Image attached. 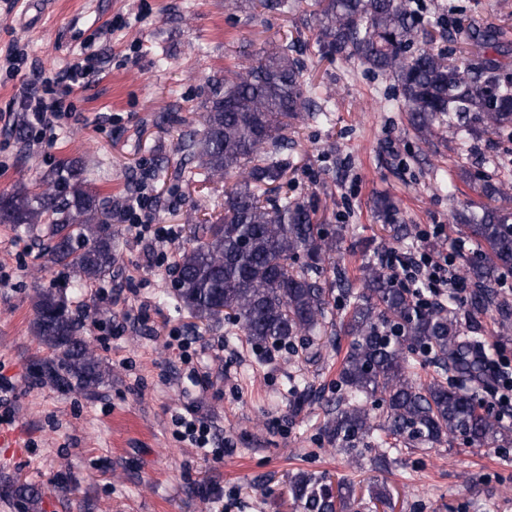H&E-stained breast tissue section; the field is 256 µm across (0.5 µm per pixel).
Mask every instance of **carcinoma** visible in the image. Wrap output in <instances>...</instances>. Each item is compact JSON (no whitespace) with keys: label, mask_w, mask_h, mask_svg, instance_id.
<instances>
[{"label":"carcinoma","mask_w":512,"mask_h":512,"mask_svg":"<svg viewBox=\"0 0 512 512\" xmlns=\"http://www.w3.org/2000/svg\"><path fill=\"white\" fill-rule=\"evenodd\" d=\"M315 6L322 57L354 58L394 79L416 131H429L451 113L460 121L475 118L486 133L512 127V80L500 79L502 64L490 56L445 60L412 0H315ZM456 34L497 48L491 30L459 27ZM300 55L288 44L274 46L224 75L205 100L202 128L180 145L178 176L184 180H241L224 190V212L192 225L190 243L178 252L174 298L193 317L228 320L263 347L320 329L338 288L350 342L338 372L340 395L324 426L329 443L351 455L368 440L383 463L399 443L432 446L459 433L472 448H511L512 428L478 398V390L492 386L486 339L466 334L456 309L439 303L421 308L382 263H365L357 291L320 280L344 227L328 231L313 207L275 194L288 171V128L301 113L322 111L314 106L316 86L304 79ZM45 180L49 188L40 193L24 186L1 193L0 224L45 225L47 262L67 270L74 288L112 276L118 257L107 231V201L76 163ZM478 192L489 202L508 198L506 188L489 179ZM454 219L478 246L466 274L475 286L472 311L482 312L494 303L492 285L512 272V213L487 203L458 210ZM34 313L35 335L54 352L42 377L63 391L97 393L106 373L80 334L67 293L40 290ZM417 351L436 367L437 376L425 383L415 378ZM448 372L451 381L439 379ZM377 396L384 408L376 418L367 403ZM288 485L302 512H348L358 501L353 482H334L325 473L299 471Z\"/></svg>","instance_id":"carcinoma-1"}]
</instances>
